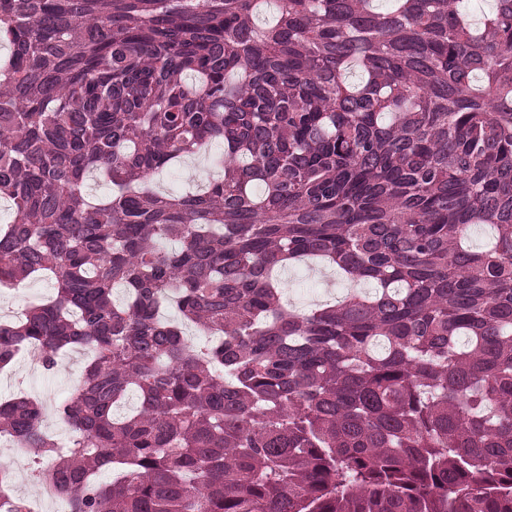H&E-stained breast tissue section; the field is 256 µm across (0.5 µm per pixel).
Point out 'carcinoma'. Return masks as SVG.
Segmentation results:
<instances>
[{
  "label": "carcinoma",
  "mask_w": 512,
  "mask_h": 512,
  "mask_svg": "<svg viewBox=\"0 0 512 512\" xmlns=\"http://www.w3.org/2000/svg\"><path fill=\"white\" fill-rule=\"evenodd\" d=\"M386 2L0 0V286L57 285L0 371L91 352L0 436L68 512H512V0ZM308 259L370 291L290 307ZM220 149L217 145V148L213 147L211 150L180 160L177 163V172L174 175L166 172L156 175L154 186L167 192L179 187L190 190L202 189L209 178L215 175L210 159L213 154L220 152Z\"/></svg>",
  "instance_id": "cac0c4a2"
}]
</instances>
